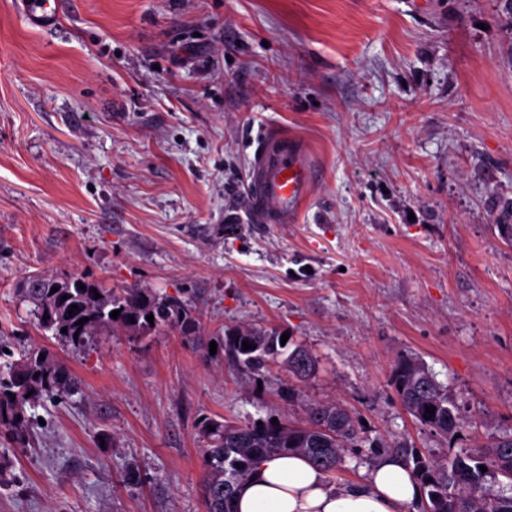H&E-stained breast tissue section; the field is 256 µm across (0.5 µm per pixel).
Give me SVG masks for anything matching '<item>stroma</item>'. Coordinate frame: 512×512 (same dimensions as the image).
Listing matches in <instances>:
<instances>
[{
	"mask_svg": "<svg viewBox=\"0 0 512 512\" xmlns=\"http://www.w3.org/2000/svg\"><path fill=\"white\" fill-rule=\"evenodd\" d=\"M0 0V344L80 380L33 410L0 512H204L199 427L359 423L332 483L391 449L444 459L391 384L421 359L466 417L457 448L512 434V0H63L30 25ZM321 170L307 213L245 207L261 129ZM182 298L202 335L62 347L27 322L28 274ZM289 333L316 372L235 371L210 343ZM140 479H126L128 469Z\"/></svg>",
	"mask_w": 512,
	"mask_h": 512,
	"instance_id": "obj_1",
	"label": "stroma"
}]
</instances>
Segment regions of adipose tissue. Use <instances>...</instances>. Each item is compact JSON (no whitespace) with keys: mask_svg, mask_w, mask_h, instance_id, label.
Segmentation results:
<instances>
[{"mask_svg":"<svg viewBox=\"0 0 512 512\" xmlns=\"http://www.w3.org/2000/svg\"><path fill=\"white\" fill-rule=\"evenodd\" d=\"M421 492L411 472L394 458H383L367 481L339 488L299 456L260 461L239 486L236 512H403Z\"/></svg>","mask_w":512,"mask_h":512,"instance_id":"1","label":"adipose tissue"}]
</instances>
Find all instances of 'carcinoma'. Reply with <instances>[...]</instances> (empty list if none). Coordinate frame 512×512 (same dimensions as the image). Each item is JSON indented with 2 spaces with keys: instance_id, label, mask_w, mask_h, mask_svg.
Returning a JSON list of instances; mask_svg holds the SVG:
<instances>
[{
  "instance_id": "carcinoma-1",
  "label": "carcinoma",
  "mask_w": 512,
  "mask_h": 512,
  "mask_svg": "<svg viewBox=\"0 0 512 512\" xmlns=\"http://www.w3.org/2000/svg\"><path fill=\"white\" fill-rule=\"evenodd\" d=\"M85 289H79V285ZM58 291L51 292L52 288ZM29 305L28 318L37 330L50 333L62 346L82 350L117 329L129 336H148L174 329L187 338L200 333L198 319L182 299L151 288H105L83 275L57 277L33 274L17 290ZM99 298H94L95 294ZM67 299H62V296ZM78 311L69 313L72 306ZM120 311L113 319L110 313ZM154 316L149 323L146 316ZM88 318L80 324L78 320ZM67 332H61L62 328ZM281 333L238 327L218 342L229 363L250 371L283 354ZM253 348L245 350L242 342ZM285 370L299 381L314 374L312 354L295 347L283 360ZM417 358H398L391 375L396 396L416 422L430 432L453 440L466 420L435 380L420 381ZM78 388V379L54 352L30 346L17 361L0 364V439L23 449L29 441L28 410L46 399H61ZM435 413H426V407ZM215 430H209V427ZM200 434L206 447L201 478L205 512H233L234 492L258 460L270 455L297 454L325 472L334 471L346 448L358 441L354 418L335 402L306 405L305 421L293 425L265 420L262 424L234 425L206 418ZM412 473L427 498V512H512V434L490 443L448 454L442 462L415 455ZM485 466L483 472L479 466ZM508 480L505 485L500 479ZM499 488H494V485Z\"/></svg>"
}]
</instances>
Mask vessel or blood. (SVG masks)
I'll return each mask as SVG.
<instances>
[{
    "label": "vessel or blood",
    "mask_w": 512,
    "mask_h": 512,
    "mask_svg": "<svg viewBox=\"0 0 512 512\" xmlns=\"http://www.w3.org/2000/svg\"><path fill=\"white\" fill-rule=\"evenodd\" d=\"M25 16L41 26L53 25L59 0H21ZM247 210L258 224H290L307 207L315 181V163L297 138L276 128L264 129L251 161Z\"/></svg>",
    "instance_id": "vessel-or-blood-1"
}]
</instances>
